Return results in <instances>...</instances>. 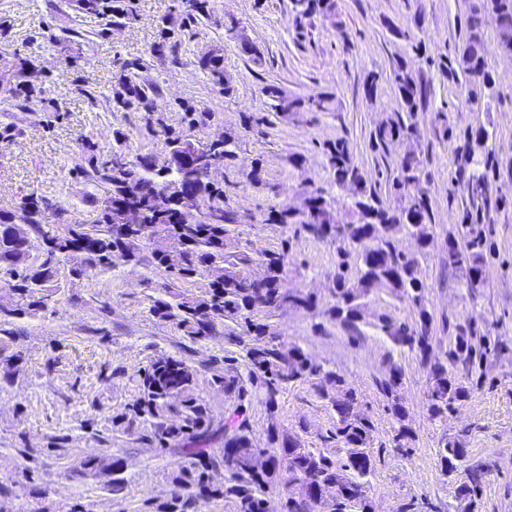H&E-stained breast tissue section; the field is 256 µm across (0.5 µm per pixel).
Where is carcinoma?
Instances as JSON below:
<instances>
[{"label":"carcinoma","mask_w":512,"mask_h":512,"mask_svg":"<svg viewBox=\"0 0 512 512\" xmlns=\"http://www.w3.org/2000/svg\"><path fill=\"white\" fill-rule=\"evenodd\" d=\"M208 0H185L179 30L195 24L208 13ZM331 0H297L301 13L330 11ZM492 25L495 45L512 48V0H477L468 18L465 39L455 55L446 58L442 70L457 79L469 100L494 95L495 81L489 58L491 49L485 27ZM199 65L208 70L224 94L234 91L231 77L224 71V59L203 56ZM400 102V112L384 120L373 131L370 147L386 152L389 146L409 137L412 117L425 106L429 87L402 60L395 61L389 74ZM154 88L124 77L117 102L126 111L153 98ZM187 128L176 131L153 115L145 117L147 135L161 142L163 153H137L121 148L105 158L89 152L84 179L108 189V195L88 202L95 218L89 224H53L62 218L61 206L52 209L47 199L32 194L20 197L14 210L0 213V291H9L14 304L0 308V381L12 384L25 373V358L15 349L18 330L15 321L36 317L53 297L60 265L80 277L108 270L122 261L151 270L155 283L149 312L173 326L177 333L175 355H156L136 373L137 397L112 412V437L133 440L173 458L169 472L170 493L161 501L148 500L141 512H200L202 503L214 502L222 512H266L268 497L280 500V512H317L321 493L335 488L340 512H351L350 503L371 508L369 476L373 470L375 426L358 411L354 389L342 384L336 370L314 360L303 348L284 344L273 318L282 308L312 312L314 295L287 282L288 245L256 254L243 240V217L227 207L224 187L207 181L205 158L182 157L169 149L198 121L194 112L185 115ZM489 135L479 128L465 135L464 150L473 167L462 188L476 199L486 195L488 158H475ZM240 138L233 131L220 135L218 149L209 157L231 163ZM326 157L332 172L330 188L318 187L305 198L303 211L288 206L272 209L267 221L292 226L316 240L336 245L338 268L331 278V304L319 312L321 318L348 332L359 331L366 300L387 296L405 304L417 315L412 323L389 313L375 315L378 328L392 343L416 352L429 366L427 392L429 419L448 416V410L465 397L449 369L460 365H481L491 350L490 338L460 331L445 360H431V322L426 305L427 285L421 276L420 256L424 255L435 232L431 203L423 187L424 166L414 152L399 158L389 187L408 198V205L393 208L368 185L366 174L355 161L343 139L329 144ZM346 192L345 215L336 209L330 189ZM189 197L192 204L183 211L174 204L160 215L156 206L162 193ZM137 205L144 218L143 230L124 224L125 208ZM468 223L458 234L463 245L448 240V265L466 271L472 285L482 279L485 237ZM405 234L414 250L398 246L397 234ZM220 336L224 344L242 351L243 362L228 355H212L205 363L192 358L195 347ZM234 398L235 407L216 418L202 395L200 381ZM308 381L320 398L331 404L336 423L327 438L346 450L345 456L327 448L305 445L296 432L284 429L276 411L281 392L288 385ZM403 381L401 367L389 362L388 376L378 390L390 402L395 421L393 448L409 454L415 439L406 424L400 405ZM265 405V442L254 440L249 410L254 400ZM224 447L214 448L217 440ZM438 455L442 469L452 472L466 449L456 443L444 444ZM120 456H90L79 459L73 470L83 476L102 471L112 473L113 499L125 498L127 480ZM486 471L465 470L456 488L457 497L478 507ZM17 498L13 485L0 482V512H15Z\"/></svg>","instance_id":"carcinoma-1"}]
</instances>
